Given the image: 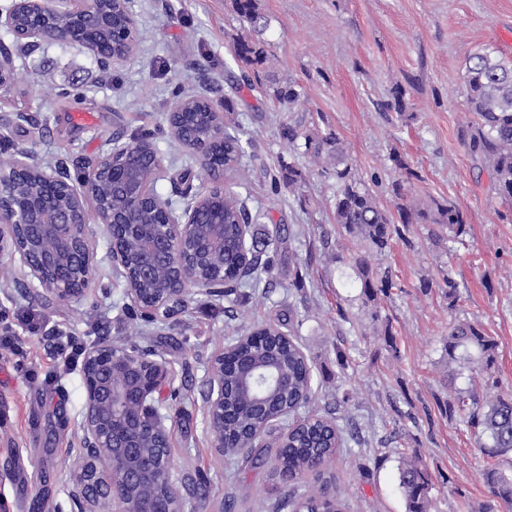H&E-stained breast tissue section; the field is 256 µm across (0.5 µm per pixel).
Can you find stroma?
I'll use <instances>...</instances> for the list:
<instances>
[{"label": "stroma", "mask_w": 512, "mask_h": 512, "mask_svg": "<svg viewBox=\"0 0 512 512\" xmlns=\"http://www.w3.org/2000/svg\"><path fill=\"white\" fill-rule=\"evenodd\" d=\"M261 8L274 68L300 93L287 111L260 87H238L233 37L242 24L229 0H131L138 48L115 67L65 43L19 48L0 29L18 71L17 82L0 89V129H9L11 150L74 178L82 159L111 143L156 133L169 173L157 191L180 209L185 201L172 178L189 152L168 129L172 104L201 92L216 109L228 104L250 113L254 145L240 177L264 213L251 231L261 237L273 225L289 227L285 248L298 270L280 265L267 294L241 297L237 323L253 329L287 319L290 339L313 370L310 415L336 417L356 441L322 472L288 479L276 468L268 435V464H243L229 477L204 422L211 360L225 345L224 301L195 294L176 325L144 327L126 311L106 230L93 223V291L83 298H41L20 262L0 264V512H32L39 496L52 512L72 510L65 469L80 442L84 393L80 369L53 356L54 336L86 347L149 346L174 364L185 416L171 467L180 490L206 480L202 512H222L227 501L232 512H274L276 501L322 485L346 512H407L398 480L404 451L416 452L429 473L431 512H512L484 480L488 458L477 433L444 412L452 387H474L483 397L512 390V201L496 195L488 169L469 149L463 97L469 55L486 49L512 60V0H262ZM397 88L405 93L401 112L390 107ZM63 89L81 91L84 101L64 104L57 96ZM19 112L31 122L16 121ZM314 120L339 133L362 178L380 175L382 206H395L389 185L398 173L390 156L397 153L415 174L412 191L422 206L451 201L467 222L456 239L447 228L415 224L405 240L367 252L372 269L390 272L395 283L379 302L364 301L349 265L356 246L337 232L335 180L307 164L301 191L271 190L272 176L294 155L281 123ZM448 278L456 284L453 302L442 287ZM425 279L431 288H421ZM456 319L496 341L489 374L475 364L448 370L444 339ZM340 350L347 354L342 366ZM489 376L498 388L486 386Z\"/></svg>", "instance_id": "stroma-1"}]
</instances>
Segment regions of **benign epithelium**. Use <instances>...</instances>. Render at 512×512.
<instances>
[{
    "mask_svg": "<svg viewBox=\"0 0 512 512\" xmlns=\"http://www.w3.org/2000/svg\"><path fill=\"white\" fill-rule=\"evenodd\" d=\"M100 0H10L0 8V27L23 46L60 41L90 53L106 65L133 55L138 29L130 0H115L124 25L100 11ZM12 52L0 50V88L17 79ZM208 98L177 100L168 113L170 132L181 136V117ZM212 139L191 141L209 183L178 211L155 191L166 177L163 160L148 153L147 171L122 164L128 150L113 145L88 163L79 184L60 171L33 167L23 157L0 167V259L20 258L42 294L57 300L85 295L93 280L88 228L105 227L112 266L130 276L126 295L146 317L170 319L182 313L195 288L224 292V225L203 224L199 211L224 196V164L213 143L224 140V114L210 113ZM107 184L127 204L114 208L96 201ZM150 209L161 225L143 224ZM227 350L212 360L204 394L206 427L215 451L224 454V369ZM173 364L149 350L134 354L120 343L89 348L82 362L85 401L80 447L70 449L77 463L67 473L73 512H186L170 466L176 420L181 407L162 398L173 386ZM166 481L159 495L149 492L157 477Z\"/></svg>",
    "mask_w": 512,
    "mask_h": 512,
    "instance_id": "7a95c632",
    "label": "benign epithelium"
}]
</instances>
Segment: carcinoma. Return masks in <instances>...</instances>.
<instances>
[{"instance_id":"obj_1","label":"carcinoma","mask_w":512,"mask_h":512,"mask_svg":"<svg viewBox=\"0 0 512 512\" xmlns=\"http://www.w3.org/2000/svg\"><path fill=\"white\" fill-rule=\"evenodd\" d=\"M232 11L248 28L233 36L235 58L240 66L254 74H263L269 96L281 105L294 103L299 98L295 85L278 78L272 71V55L259 34L267 25L261 11L260 0H230ZM465 100L467 110L475 121L470 137L471 151L481 157L488 168L498 196L512 200V61L493 56L487 51L477 52L466 62ZM208 109L198 108L186 116L183 123L186 137L191 132L202 133L207 124ZM245 135L242 123L233 120L224 124V173L229 188L224 190V270L229 272L222 299L228 303L224 313L228 318L229 305L238 301L242 290H257L270 286L276 266L280 244L285 239V228L276 225L275 234L259 241L251 239L247 250L250 260L242 262L239 246L241 223H251L252 217L247 199L236 187V175L242 159L246 156L243 145ZM282 136L292 145L302 142L303 154L319 170L336 178L334 219L338 232L362 247L383 251L389 247L393 235H401V227L411 224H438L459 237L465 232V220L456 206L448 201L432 200V205L423 207L408 200L409 194L404 180L396 179L391 190L399 203L396 204L399 220H394L390 211L383 208L373 187L379 185V176L374 174L365 181L353 172L350 155L339 134L323 130L315 123L306 127L285 125ZM304 182L302 170L291 161L283 167L281 180H272V186L283 183L295 192ZM352 267L360 281L365 300L374 302L388 296L393 287L391 274L373 270L364 254L356 252ZM284 322L266 325L267 339L257 344L248 339L249 330H233L229 342L236 344L234 361L242 369L253 373L250 390H239L230 394L226 409L233 412L224 422V431L231 440L245 443V432L255 427H264L270 432L272 425L257 413L252 400L253 393L268 387L271 378L269 364L274 362L280 371L288 373V388L272 394L268 400L274 409H288L295 414L312 398V368L305 355L294 343H285L282 336ZM496 341L480 328L465 320H456L448 327L444 339V359L447 364L468 363L470 350L480 355L481 370L489 372L493 364ZM446 412L448 417H459L469 426L481 430L490 439L487 455L491 458L512 453V392H501L482 400L471 391H455L448 395ZM354 440V434L341 428L334 417H303L297 429L281 437L277 464L289 477L315 469L317 463L334 455L339 448ZM226 466L233 469L240 458H245L251 467L265 464L266 456L252 447L224 454ZM484 479L495 497L512 504V469L498 462L489 463L484 469ZM399 486L407 502L408 512H429L430 478L419 457L404 453L400 457ZM294 512H343L340 499L332 495L327 487L300 495L286 502Z\"/></svg>"}]
</instances>
